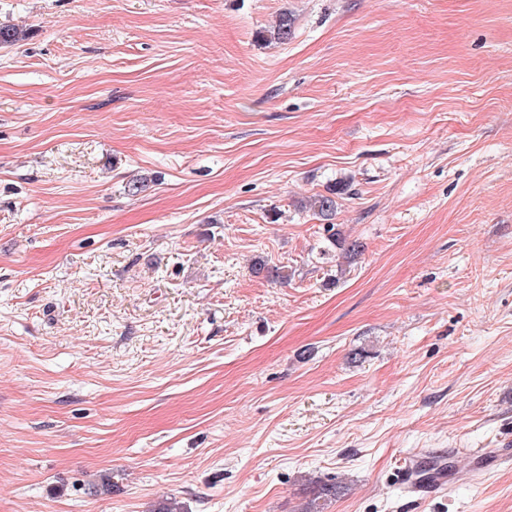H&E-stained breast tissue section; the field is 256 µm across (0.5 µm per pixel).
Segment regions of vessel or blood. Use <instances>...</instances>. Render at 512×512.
<instances>
[{
    "label": "vessel or blood",
    "mask_w": 512,
    "mask_h": 512,
    "mask_svg": "<svg viewBox=\"0 0 512 512\" xmlns=\"http://www.w3.org/2000/svg\"><path fill=\"white\" fill-rule=\"evenodd\" d=\"M469 467L465 470L451 471L445 464H438L426 480L416 476L420 456H408L399 459L396 467V484L410 501L418 502L430 495H436L452 489L465 481L485 476L500 466L512 463V451L499 448L489 451L472 448L467 452Z\"/></svg>",
    "instance_id": "vessel-or-blood-1"
}]
</instances>
